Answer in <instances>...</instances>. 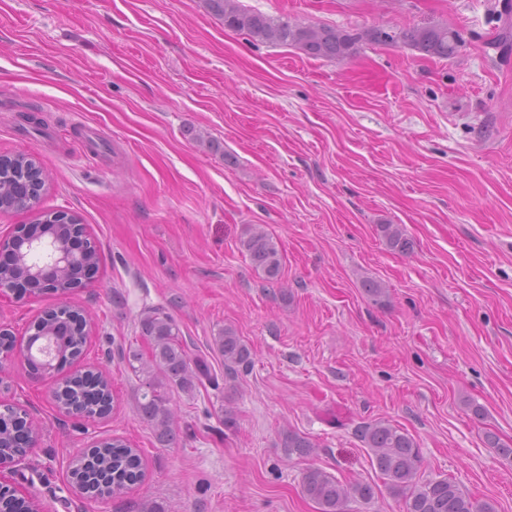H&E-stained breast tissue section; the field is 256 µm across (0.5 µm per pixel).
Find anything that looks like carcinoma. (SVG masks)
<instances>
[{
    "label": "carcinoma",
    "mask_w": 512,
    "mask_h": 512,
    "mask_svg": "<svg viewBox=\"0 0 512 512\" xmlns=\"http://www.w3.org/2000/svg\"><path fill=\"white\" fill-rule=\"evenodd\" d=\"M206 9L224 21V27L254 41L296 47L314 58L345 60L367 43H402L418 52L440 58L454 57L463 40L461 34L446 23L426 24L408 29L387 30L383 27L341 29L287 17H272L248 9L240 0H203ZM44 178L36 158L29 154L0 155V212L23 210V199L33 183ZM387 246L400 253L410 250V241L400 224L379 225ZM44 238L79 239L83 247L72 264L58 272L54 290L67 291L79 283V277L97 272L100 262L96 244L86 237L85 228L76 217L58 212H44L33 226L18 228V247L25 246L35 235ZM255 269L268 282H277L282 269L276 243L264 230L257 228L240 240ZM140 334L147 350L129 347L122 360L140 380L136 408L153 429L161 443L174 439L172 396L178 391L191 392L209 378L204 361L190 357L175 319L161 308H147L139 315ZM87 319L78 310L59 307L45 311L29 327L27 347H39L53 341L55 353L47 365L58 368L80 356L86 342ZM214 345L224 357L225 376L234 377L238 369L250 364V350L237 331L226 326L214 337ZM65 409L108 414L112 408L111 380L92 372L75 374L55 392ZM357 432L370 459L383 479L384 487L400 498L405 512H497L495 502L472 498L447 477L421 478L423 458L414 438L404 429L386 420H374L358 427ZM32 428L13 407L0 413V451L25 452ZM282 447L288 455L309 456L316 445L308 438L288 430ZM144 475L141 452L120 437L105 438L90 453L72 461L70 478L79 491L90 497L123 496ZM302 493L318 505L319 512H345L350 502L369 503L375 498V486L362 480L341 481L321 468L308 469L302 477ZM0 512H37L35 505L4 493L0 495Z\"/></svg>",
    "instance_id": "cac0c4a2"
}]
</instances>
